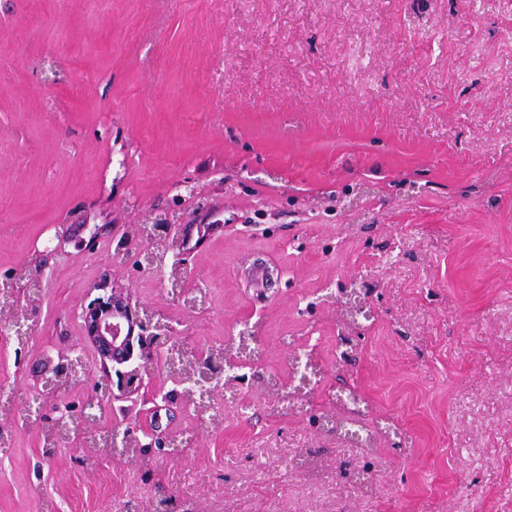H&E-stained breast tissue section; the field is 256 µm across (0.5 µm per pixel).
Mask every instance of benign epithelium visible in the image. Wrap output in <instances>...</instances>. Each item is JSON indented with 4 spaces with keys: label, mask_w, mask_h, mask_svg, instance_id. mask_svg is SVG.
Here are the masks:
<instances>
[{
    "label": "benign epithelium",
    "mask_w": 512,
    "mask_h": 512,
    "mask_svg": "<svg viewBox=\"0 0 512 512\" xmlns=\"http://www.w3.org/2000/svg\"><path fill=\"white\" fill-rule=\"evenodd\" d=\"M180 225L172 222L169 214L147 216L136 226V237L152 240L156 237L169 241L167 248L160 256L150 250L137 254L139 267L162 268L166 264L167 255H172V269L179 272L186 267L187 253L184 243L178 242ZM112 264H107L101 275L100 290L107 292L105 296H96L85 304L77 313V319L83 330L85 340L94 350L95 373L86 374V380H94V386L105 387V398L112 402H121L119 407L122 415H127L130 408L125 403H137L145 388L143 373L148 364L152 363L161 348L160 342L165 336L177 335L173 325L163 318L133 304L129 289L110 284ZM21 277L11 273L0 274V287L12 289L10 300L0 304L9 309V316L0 318V338L8 340L23 332L31 333L37 324V318L30 314L35 300L27 292V287L20 284ZM201 374L189 373L183 376L178 385L181 392L158 391L155 397L168 403L177 395L192 398L203 397L226 385V372L240 365V361L229 359L223 365L207 366L206 355L197 354ZM84 365V354L79 345L70 346L52 356L48 353L35 364L36 377L42 393L43 405L54 416L58 424L72 418L71 402L60 398L64 381L69 379L71 372ZM147 448H155L164 455H174L171 448L173 436L154 424L153 433L147 435Z\"/></svg>",
    "instance_id": "7a95c632"
}]
</instances>
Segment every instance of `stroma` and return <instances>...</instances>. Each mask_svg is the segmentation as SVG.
I'll list each match as a JSON object with an SVG mask.
<instances>
[{"label": "stroma", "mask_w": 512, "mask_h": 512, "mask_svg": "<svg viewBox=\"0 0 512 512\" xmlns=\"http://www.w3.org/2000/svg\"><path fill=\"white\" fill-rule=\"evenodd\" d=\"M186 182L206 208L177 199ZM176 212L187 310L171 269L112 278L197 349L249 326L256 365L293 384L283 337L326 369L273 417L265 386L206 407L148 398L191 451L153 459L70 446L41 426L0 452V512H512V0H0V272L40 309L28 355L83 341L73 314L121 236ZM101 226L94 253L66 238ZM270 274L265 293L254 268ZM359 288L377 321L348 362L330 293ZM0 341V386L24 408L35 379ZM338 387L398 420L361 496L338 472L360 449L324 437ZM322 449L321 475L291 467Z\"/></svg>", "instance_id": "obj_1"}]
</instances>
